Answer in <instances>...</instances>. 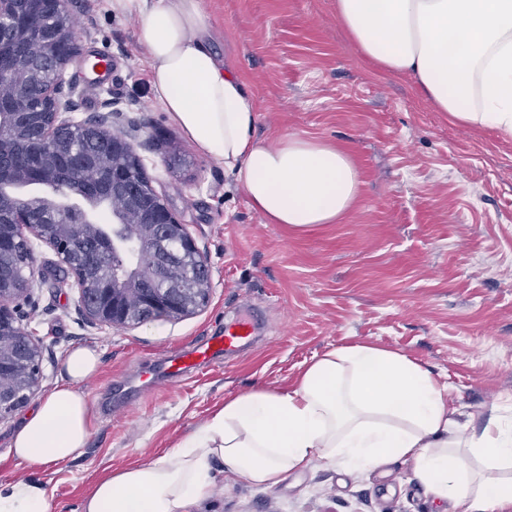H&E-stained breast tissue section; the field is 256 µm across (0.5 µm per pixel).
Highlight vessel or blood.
I'll return each instance as SVG.
<instances>
[{
    "mask_svg": "<svg viewBox=\"0 0 512 512\" xmlns=\"http://www.w3.org/2000/svg\"><path fill=\"white\" fill-rule=\"evenodd\" d=\"M252 332L251 322L235 320L225 325L223 333L207 337L189 350L168 355L162 373L171 383L187 379L200 367L237 352L246 344Z\"/></svg>",
    "mask_w": 512,
    "mask_h": 512,
    "instance_id": "vessel-or-blood-1",
    "label": "vessel or blood"
}]
</instances>
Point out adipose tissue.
I'll list each match as a JSON object with an SVG mask.
<instances>
[{
    "label": "adipose tissue",
    "instance_id": "ef3b65f1",
    "mask_svg": "<svg viewBox=\"0 0 512 512\" xmlns=\"http://www.w3.org/2000/svg\"><path fill=\"white\" fill-rule=\"evenodd\" d=\"M352 44L381 72L404 75L452 120L512 138V0H335ZM137 13L149 82L198 151L224 165L268 223L333 224L360 193L344 149L303 136L257 138L244 77L211 47L203 0H112ZM96 348L62 359L60 380L13 432L7 454L32 475L0 481V512H53L38 469L69 464L93 433L80 390L98 373ZM447 386L407 356L372 344L315 358L287 392L257 390L214 411L174 448L98 478L80 512H194L213 493L215 466L273 486L320 464L369 470L415 462L433 499L455 512L512 507V420H462Z\"/></svg>",
    "mask_w": 512,
    "mask_h": 512
}]
</instances>
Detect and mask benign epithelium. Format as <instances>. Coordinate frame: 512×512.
I'll list each match as a JSON object with an SVG mask.
<instances>
[{"label":"benign epithelium","instance_id":"obj_1","mask_svg":"<svg viewBox=\"0 0 512 512\" xmlns=\"http://www.w3.org/2000/svg\"><path fill=\"white\" fill-rule=\"evenodd\" d=\"M84 0H0V74L10 77L0 89V257L24 241L31 256L23 273L25 287L15 286L12 270L0 265V317L27 340L29 384L5 402L0 394V421L35 395L43 377L41 342L18 319L20 300L30 292L35 274L34 241L49 246L74 278L85 320L100 327L131 328L145 320L129 307L125 289L140 288L139 304L153 317L181 318L203 307L209 298L210 272L203 255L164 198L154 189L140 157L127 136L112 129L111 98L86 118L79 111L75 87L66 79L69 64L80 55L72 24ZM95 168L112 178V194L126 200L115 224H142L152 243L149 270L140 276L112 272L94 250L80 262L67 260L74 245L73 225L92 224V212L109 206V195L89 190L82 172ZM69 173L66 194L81 198L85 207L73 211L59 199L60 170ZM36 182L47 193L21 201L13 189ZM90 278L96 300L83 287Z\"/></svg>","mask_w":512,"mask_h":512}]
</instances>
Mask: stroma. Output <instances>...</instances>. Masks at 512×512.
<instances>
[{"mask_svg": "<svg viewBox=\"0 0 512 512\" xmlns=\"http://www.w3.org/2000/svg\"><path fill=\"white\" fill-rule=\"evenodd\" d=\"M215 50L248 82L259 105L255 133L317 138L348 150L362 187L333 224L294 229L252 209L223 165L195 149L155 99L136 15L111 0L76 13L82 54L66 76L83 111L113 98L157 192L205 257L207 304L181 318L134 328L83 317L73 278L53 250L23 327L43 342L40 393L58 379L76 344L98 349L101 368L80 387L94 430L83 458L43 470L53 512H79L108 467L147 461L173 448L224 402L255 390H292L314 358L358 342L405 354L429 368L475 423L512 415V138L451 120L411 81L370 65L349 43L333 0H204ZM112 61L93 83L95 58ZM248 317L256 343L191 379L140 389L128 401L114 385L142 365L193 346ZM199 512H453L425 493L412 461L356 471L311 466L279 484L217 473Z\"/></svg>", "mask_w": 512, "mask_h": 512, "instance_id": "obj_1", "label": "stroma"}]
</instances>
